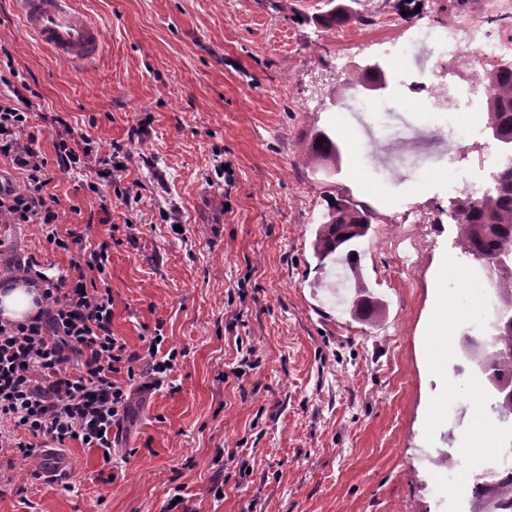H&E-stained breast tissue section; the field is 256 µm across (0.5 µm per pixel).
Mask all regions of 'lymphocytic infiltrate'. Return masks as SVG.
<instances>
[{
	"label": "lymphocytic infiltrate",
	"mask_w": 512,
	"mask_h": 512,
	"mask_svg": "<svg viewBox=\"0 0 512 512\" xmlns=\"http://www.w3.org/2000/svg\"><path fill=\"white\" fill-rule=\"evenodd\" d=\"M34 110L21 90L0 95V157L25 177L23 189L0 188V217L44 225L52 249L76 244L80 251L66 284L43 276L36 258L19 264L25 281L40 283V310L22 322L0 320V459L9 465L37 456L42 440L110 452L113 429L128 413L127 382L142 377L146 388H157L177 359L173 349L157 354L154 336L142 337L135 350L113 333L114 299L101 283L112 232L101 230L90 244L81 232L59 234L56 199L46 192L55 174L77 173L93 148L87 143L77 151L61 141L47 159L26 132Z\"/></svg>",
	"instance_id": "1"
}]
</instances>
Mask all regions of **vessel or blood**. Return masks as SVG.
I'll return each instance as SVG.
<instances>
[{
    "label": "vessel or blood",
    "mask_w": 512,
    "mask_h": 512,
    "mask_svg": "<svg viewBox=\"0 0 512 512\" xmlns=\"http://www.w3.org/2000/svg\"><path fill=\"white\" fill-rule=\"evenodd\" d=\"M24 34L62 60L78 63L103 46L97 23L78 11L73 0H14Z\"/></svg>",
    "instance_id": "b4317fda"
}]
</instances>
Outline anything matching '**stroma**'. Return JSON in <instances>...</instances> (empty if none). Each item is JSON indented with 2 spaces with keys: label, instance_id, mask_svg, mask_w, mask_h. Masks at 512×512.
Here are the masks:
<instances>
[{
  "label": "stroma",
  "instance_id": "obj_1",
  "mask_svg": "<svg viewBox=\"0 0 512 512\" xmlns=\"http://www.w3.org/2000/svg\"><path fill=\"white\" fill-rule=\"evenodd\" d=\"M73 2L104 33L84 65L33 43L0 0V43L12 53L0 94L24 83L36 94L31 130L46 157L56 142L78 150L86 139L100 155L118 146L128 156L110 181L97 159L57 176L48 190L58 230L115 225L112 330L135 348L162 325L179 356L161 389H132L110 455L71 443L66 486L16 460L0 475V512H163L177 493L191 512H468L469 473L423 468L416 455L499 446L483 427L488 400H468L457 420L440 411L449 380L473 372L442 297L476 318L483 304L441 282L444 264L468 265L448 184L502 151L483 134L456 157L436 154L371 187L353 178L348 140L330 179L300 149L315 130H335L337 98L360 65H383L378 97L389 106L403 80L427 81L442 51L433 30L473 18L511 40L512 16L488 0H420L413 18L397 0H362L375 24L327 30L315 21L322 0ZM407 46L414 56L395 67ZM331 183L379 215L360 246L384 302L375 325L326 296L336 269L316 267L311 243ZM125 187L128 204L116 196ZM27 256L49 277L72 273L41 225L0 223V282ZM246 355L254 368L233 377Z\"/></svg>",
  "mask_w": 512,
  "mask_h": 512
}]
</instances>
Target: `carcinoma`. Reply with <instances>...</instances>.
<instances>
[{
    "mask_svg": "<svg viewBox=\"0 0 512 512\" xmlns=\"http://www.w3.org/2000/svg\"><path fill=\"white\" fill-rule=\"evenodd\" d=\"M356 2L327 0L325 10L315 21L324 28L369 22V16L352 7ZM483 80L491 90L487 101L488 125L495 130L499 143L512 145V63L491 66L484 72ZM340 155L335 135L323 129L315 130L311 142L301 151L304 163L329 174L338 169ZM324 201L320 228L312 243L313 254L317 267L322 269L330 256L344 253L343 262L354 285L350 313L355 316L362 309L376 305L358 261L357 247L367 237L377 214L334 186L326 190ZM451 218L456 226V248L468 260L483 266L501 258L512 260V154L507 155L494 183L479 199L466 193L455 199ZM497 329L489 351L475 350L471 336L466 339V346L478 376L485 382L486 393L494 400L492 409L506 420L512 416V321L498 320ZM489 495L512 503V478L496 485L476 487L471 512H483L481 507Z\"/></svg>",
    "mask_w": 512,
    "mask_h": 512,
    "instance_id": "obj_1",
    "label": "carcinoma"
}]
</instances>
